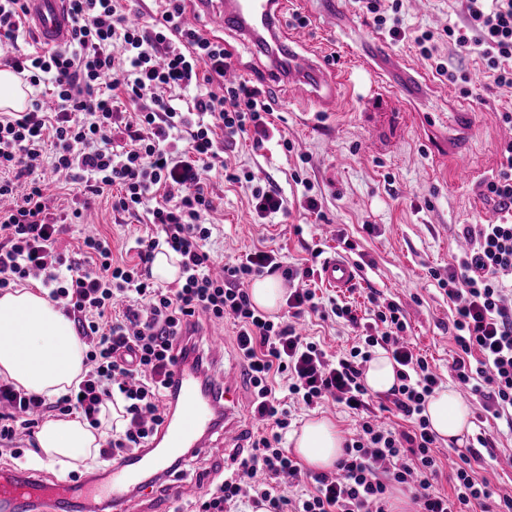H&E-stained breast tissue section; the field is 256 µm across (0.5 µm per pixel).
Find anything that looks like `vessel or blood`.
Masks as SVG:
<instances>
[{"instance_id": "b4317fda", "label": "vessel or blood", "mask_w": 512, "mask_h": 512, "mask_svg": "<svg viewBox=\"0 0 512 512\" xmlns=\"http://www.w3.org/2000/svg\"><path fill=\"white\" fill-rule=\"evenodd\" d=\"M282 4L283 0H224L221 20L226 29L246 35L251 42L267 36L274 39L276 51L268 56L266 82H288L298 96L306 98L329 87L335 70L322 59L301 57L281 38ZM26 6L29 23L43 47H62L71 33L66 0H26ZM316 275L326 286L343 289L353 284L357 268L350 259L331 255L322 260ZM170 385L175 400L182 404V413L175 423L161 428L157 448L114 459L101 479L37 484L19 470L1 473L0 512H32L37 500L51 512H100L104 506L113 512H127V497L147 470L163 469L180 449L210 447L216 432L232 439L241 399L235 365L214 366L205 372L178 360L171 367ZM188 493V488L167 484L153 494L149 512H172L174 502Z\"/></svg>"}]
</instances>
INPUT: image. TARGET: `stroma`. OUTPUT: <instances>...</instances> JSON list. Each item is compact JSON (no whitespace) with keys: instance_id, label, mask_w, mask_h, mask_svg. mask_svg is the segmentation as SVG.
Masks as SVG:
<instances>
[{"instance_id":"stroma-1","label":"stroma","mask_w":512,"mask_h":512,"mask_svg":"<svg viewBox=\"0 0 512 512\" xmlns=\"http://www.w3.org/2000/svg\"><path fill=\"white\" fill-rule=\"evenodd\" d=\"M340 2L346 20L342 26L311 15L307 0H287L285 15L305 16L307 24H287L283 31L297 38L300 52L335 57L337 68L350 76L342 101L319 112L295 101L287 83L272 87L273 121L294 149L285 152L274 140L260 150L247 140L225 146L229 167L252 173L255 180L232 184L222 170L211 172L208 219L215 230L210 248L227 263L251 250H275L288 264L301 266L313 251L337 254L340 237H347L359 276L350 289L318 285V296L351 302L361 315L369 311L374 292L400 304L417 350L427 356L444 386L452 388L457 347L448 331V298L436 277L447 274L461 250L462 225L480 223L491 210L477 181L458 183L453 170L463 163L480 169L485 178L496 173L500 145L512 139V126L501 119L502 113L512 112V89L485 81L463 95L458 86L428 72L427 61L409 40L389 43L376 66L366 65V54L384 35L354 0ZM463 9V0H423L418 11L412 0H403L401 19L409 30L437 34L460 22ZM197 27L223 38L232 63L249 81H258L268 60L251 43L213 17H201ZM411 65L426 71V93L413 101L398 89ZM375 85L390 87V95L371 98ZM436 112L465 113L468 139L458 138L444 124H431L427 116ZM296 169L321 190V213L303 209V188L291 179ZM268 183L286 196L288 214L260 219L252 213L253 185ZM327 224L335 225L336 236H324ZM90 228L109 238L117 259L125 255L130 238L146 232L137 218L113 212L112 196L106 193L91 202L83 223L67 225L60 251H75Z\"/></svg>"}]
</instances>
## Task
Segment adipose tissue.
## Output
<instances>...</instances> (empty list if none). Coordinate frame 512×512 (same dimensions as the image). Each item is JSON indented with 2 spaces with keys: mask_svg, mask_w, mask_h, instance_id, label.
<instances>
[{
  "mask_svg": "<svg viewBox=\"0 0 512 512\" xmlns=\"http://www.w3.org/2000/svg\"><path fill=\"white\" fill-rule=\"evenodd\" d=\"M84 358L72 321L45 293L24 287L0 295V378L56 398L79 383ZM123 412L122 405H108L96 426L74 417L47 420L36 435L39 452L34 464L64 470L96 463L111 430L123 428ZM426 415L432 430L444 439H457L470 429V410L450 388L435 391ZM344 442L332 420L314 418L297 435L295 452L309 467L331 470Z\"/></svg>",
  "mask_w": 512,
  "mask_h": 512,
  "instance_id": "adipose-tissue-1",
  "label": "adipose tissue"
}]
</instances>
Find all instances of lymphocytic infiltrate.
Here are the masks:
<instances>
[{
	"label": "lymphocytic infiltrate",
	"instance_id": "lymphocytic-infiltrate-1",
	"mask_svg": "<svg viewBox=\"0 0 512 512\" xmlns=\"http://www.w3.org/2000/svg\"><path fill=\"white\" fill-rule=\"evenodd\" d=\"M163 2L159 18L133 25L123 0H69L72 34L64 47L4 61L28 87H50L54 105L34 98L26 111L0 113V198L12 201L0 212V288L40 281L87 352L81 381L55 400L0 379V403L8 407L0 412V447L35 427L32 412L57 411L95 425L106 403L119 397L126 424L100 458L147 448L171 412L169 368L177 356H189L184 333L201 313L231 323L252 389L251 414L267 431L234 458L221 482L191 501L192 512H241L247 504L271 512H388L393 482L408 489L417 512H512V493L495 491L472 467L482 449L493 447L492 435H477V448L445 474L424 415L441 379L406 340L408 323L397 304L371 297L367 323L350 305L322 306L309 286L314 269L289 267L273 251L247 253L225 264L223 277L213 276L204 176L224 167V143L248 138L262 148L274 108L264 89L225 82L231 55L223 41L184 25L185 0ZM358 3L390 40L414 39L437 75L466 83L464 73L442 61L433 33L413 37L402 26V0ZM444 34L477 55L494 86L512 88V0H466L463 19ZM185 90L191 99L182 98ZM46 160L84 196L116 185L113 210L146 214L152 231L135 239L136 262L114 260L100 234L84 238L81 260L59 251L66 223L80 220L82 210L49 211L38 175ZM479 194L497 217L463 226L469 247L439 286L453 305V338L462 352L452 364L456 379L512 430V140L501 145L499 169L480 182ZM163 246L179 255L181 273L162 284L149 268ZM273 275L288 284V313L280 317L255 307L246 287ZM305 314L342 319L363 334L349 351L329 354L296 329L295 318ZM378 347L396 364L397 382L386 395L394 424L372 417L364 384ZM327 402L357 415L359 426L334 470L308 475L282 441L292 406ZM445 477L447 493L437 489Z\"/></svg>",
	"mask_w": 512,
	"mask_h": 512
}]
</instances>
